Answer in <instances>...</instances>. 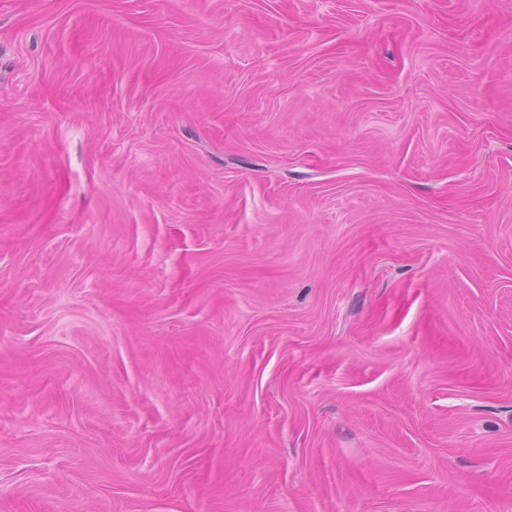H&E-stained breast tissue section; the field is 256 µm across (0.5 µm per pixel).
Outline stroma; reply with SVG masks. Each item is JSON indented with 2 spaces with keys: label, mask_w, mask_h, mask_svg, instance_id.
I'll return each mask as SVG.
<instances>
[{
  "label": "stroma",
  "mask_w": 512,
  "mask_h": 512,
  "mask_svg": "<svg viewBox=\"0 0 512 512\" xmlns=\"http://www.w3.org/2000/svg\"><path fill=\"white\" fill-rule=\"evenodd\" d=\"M0 512H512V0H0Z\"/></svg>",
  "instance_id": "1"
}]
</instances>
